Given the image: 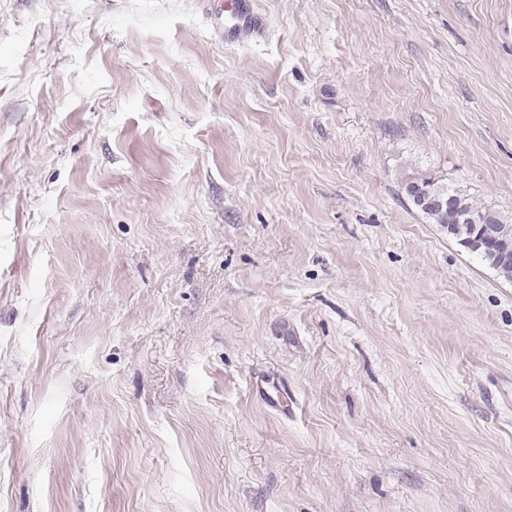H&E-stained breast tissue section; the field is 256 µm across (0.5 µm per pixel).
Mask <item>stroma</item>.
<instances>
[{
	"label": "stroma",
	"mask_w": 512,
	"mask_h": 512,
	"mask_svg": "<svg viewBox=\"0 0 512 512\" xmlns=\"http://www.w3.org/2000/svg\"><path fill=\"white\" fill-rule=\"evenodd\" d=\"M0 0V512H512V0ZM197 2L224 31V38L227 41L249 39L259 35L263 30L252 0H197ZM413 180L421 181L426 187L427 194H440L447 198L451 196L454 207L451 210H446L449 207V198L448 201L445 198H427L426 204L430 205L432 209L439 213L445 212L443 216H429L427 206H424L421 196H414L409 192L407 184ZM401 193L404 199L420 211L432 224H439L444 228L457 224L458 217L470 212H483L491 215L492 217L489 220L492 224H486L476 214L464 216L460 224L455 227L454 234L462 241H471L479 249L483 248L494 253L500 275L507 277L509 272L512 273V239L508 237L507 231L499 227V224H511V222L498 212L485 206H479L465 191L449 186L442 178L430 173H417L407 176L401 182Z\"/></svg>",
	"instance_id": "obj_1"
}]
</instances>
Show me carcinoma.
Here are the masks:
<instances>
[{"instance_id":"1","label":"carcinoma","mask_w":512,"mask_h":512,"mask_svg":"<svg viewBox=\"0 0 512 512\" xmlns=\"http://www.w3.org/2000/svg\"><path fill=\"white\" fill-rule=\"evenodd\" d=\"M420 181L426 187L429 194H440L445 197H452L454 207L445 211L444 215L431 217L426 206H424L422 198L414 196L409 192L408 183L411 181ZM401 193L414 208L420 211L426 219L433 224H438L444 228L453 226L458 222V217L467 215L471 212H483L490 215V222L493 224H506L508 220L500 215L498 212L480 206L472 200V198L463 190L449 186L440 177L427 173H417L406 177L401 182Z\"/></svg>"}]
</instances>
